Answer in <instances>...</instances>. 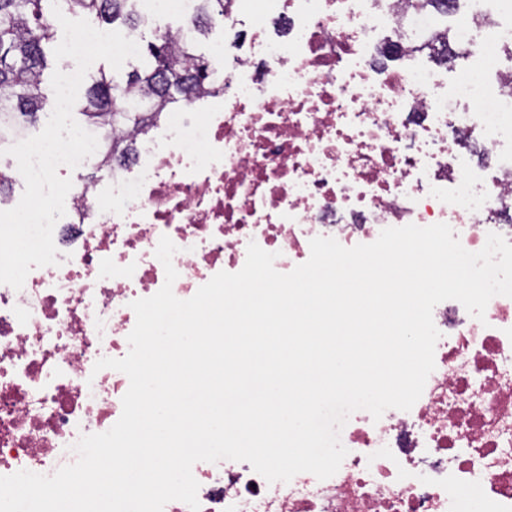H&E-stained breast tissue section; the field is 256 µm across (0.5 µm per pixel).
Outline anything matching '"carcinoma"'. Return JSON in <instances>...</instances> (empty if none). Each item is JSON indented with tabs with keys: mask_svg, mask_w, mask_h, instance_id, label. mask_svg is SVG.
<instances>
[{
	"mask_svg": "<svg viewBox=\"0 0 512 512\" xmlns=\"http://www.w3.org/2000/svg\"><path fill=\"white\" fill-rule=\"evenodd\" d=\"M74 13L96 15L106 24L136 30L143 20L132 9L134 0H65ZM52 0H0V118L17 114L36 118L49 105L43 74L53 54L54 28L48 5ZM224 16V0H199L194 30L208 33ZM149 68L124 84L100 72L86 95L82 115L89 125L141 131L159 113L200 88L207 68L188 38L171 50L167 35L148 44Z\"/></svg>",
	"mask_w": 512,
	"mask_h": 512,
	"instance_id": "obj_1",
	"label": "carcinoma"
}]
</instances>
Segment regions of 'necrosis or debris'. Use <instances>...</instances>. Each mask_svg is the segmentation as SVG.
<instances>
[{
    "instance_id": "1",
    "label": "necrosis or debris",
    "mask_w": 512,
    "mask_h": 512,
    "mask_svg": "<svg viewBox=\"0 0 512 512\" xmlns=\"http://www.w3.org/2000/svg\"><path fill=\"white\" fill-rule=\"evenodd\" d=\"M240 25L248 49L212 46L218 91L125 134L108 184L67 194L56 264L0 284V476L54 474L119 420L129 379L94 365L127 355L131 302L165 282L161 237L182 300L240 271L252 242L281 273L314 237L352 247L408 224H448L471 252L492 233L512 243V0H232L224 27ZM433 320L421 397L352 413L335 475L271 484L200 461V512H512V297L481 320L447 300Z\"/></svg>"
}]
</instances>
